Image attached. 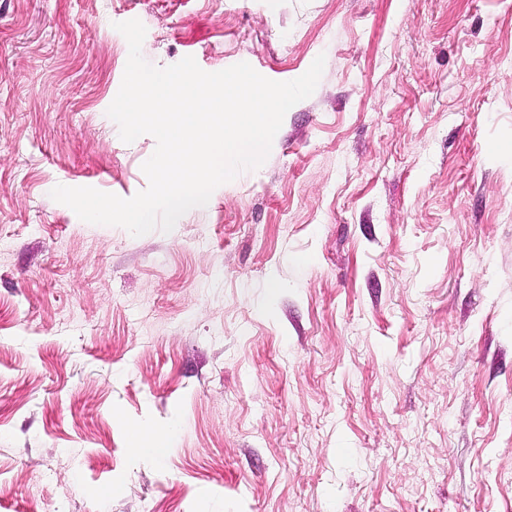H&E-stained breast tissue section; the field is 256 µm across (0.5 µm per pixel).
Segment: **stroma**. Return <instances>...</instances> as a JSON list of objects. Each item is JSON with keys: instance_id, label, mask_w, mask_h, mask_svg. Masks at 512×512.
<instances>
[{"instance_id": "obj_1", "label": "stroma", "mask_w": 512, "mask_h": 512, "mask_svg": "<svg viewBox=\"0 0 512 512\" xmlns=\"http://www.w3.org/2000/svg\"><path fill=\"white\" fill-rule=\"evenodd\" d=\"M131 19L159 67L326 57L140 237L50 196L148 185ZM0 512H512V0H0Z\"/></svg>"}]
</instances>
